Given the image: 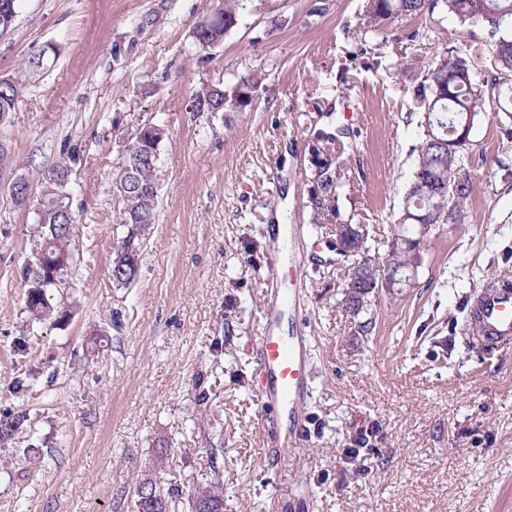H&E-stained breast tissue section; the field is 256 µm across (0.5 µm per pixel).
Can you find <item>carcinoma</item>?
<instances>
[{"label": "carcinoma", "instance_id": "1", "mask_svg": "<svg viewBox=\"0 0 512 512\" xmlns=\"http://www.w3.org/2000/svg\"><path fill=\"white\" fill-rule=\"evenodd\" d=\"M21 0H0V32L13 28ZM213 13L195 28L196 43L203 49L223 41L238 21L239 0H214ZM453 16L464 24L482 22L496 36L489 47L494 74L481 77L462 50H452L429 71L418 95L425 114L424 139L418 149L410 188L404 195L400 216L401 233L416 224H454L471 192V170L463 163L472 157L473 145L458 150L448 146L457 137L460 125H475L490 105L497 113L512 117V0H368L367 27L375 30L400 16L433 19L436 15ZM56 54L53 46L24 59L13 75L0 78V127L12 124L19 98ZM261 75L250 74L224 88L204 85L193 93L188 110L205 112L242 111L244 97L257 91ZM164 127L145 124L123 139L122 170L116 188L123 202L121 223L127 234L114 249L111 277L122 287L135 281L140 266L141 229L154 223L158 196L156 168L130 174L125 167L146 146L153 147L157 131ZM39 206L35 210L38 224L47 226L46 238L34 262L23 272L25 302L34 319L51 318L54 309L51 293L65 287L67 270L73 254L72 241L77 235L71 202L70 166L60 160L44 170ZM25 422L21 411L0 413V445L6 446ZM137 512H173L172 505L181 498L179 491L163 490L150 477L135 482ZM191 512H224V486L216 479L190 494Z\"/></svg>", "mask_w": 512, "mask_h": 512}]
</instances>
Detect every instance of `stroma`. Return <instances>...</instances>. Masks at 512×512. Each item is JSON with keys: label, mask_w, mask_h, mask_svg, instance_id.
Here are the masks:
<instances>
[{"label": "stroma", "mask_w": 512, "mask_h": 512, "mask_svg": "<svg viewBox=\"0 0 512 512\" xmlns=\"http://www.w3.org/2000/svg\"><path fill=\"white\" fill-rule=\"evenodd\" d=\"M364 7L244 0L203 51L193 30L213 0H22L0 77L46 44L57 55L0 128V411L27 414L0 447V512H136L142 474L183 493L176 512L216 476L224 512H512V347L469 346L467 320L492 278H512V143L498 114L471 133L485 162L457 223L411 230L422 243L409 281L357 315L342 305L355 260L334 233L366 225L370 256H386L423 139L417 91L448 49L490 71L493 37L448 17L374 31ZM255 70L266 79L245 111H187L202 85ZM151 122L166 129L157 214L120 288L110 266L127 229L112 180L122 139ZM63 158L75 264L54 318L37 322L22 274L44 240L38 175ZM277 212L302 227L285 254L305 262L313 387L307 441L279 471L249 382Z\"/></svg>", "instance_id": "1"}]
</instances>
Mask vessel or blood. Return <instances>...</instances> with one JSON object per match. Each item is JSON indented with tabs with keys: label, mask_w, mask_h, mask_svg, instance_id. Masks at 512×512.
<instances>
[{
	"label": "vessel or blood",
	"mask_w": 512,
	"mask_h": 512,
	"mask_svg": "<svg viewBox=\"0 0 512 512\" xmlns=\"http://www.w3.org/2000/svg\"><path fill=\"white\" fill-rule=\"evenodd\" d=\"M266 278L273 291L263 309L258 365L252 383L266 426V446L271 456H296L305 441L299 413L312 393L309 355L311 340L300 330L282 334L278 322L284 313L300 314L304 273L298 262L278 254L267 256ZM481 341L512 345V283L498 282L477 299Z\"/></svg>",
	"instance_id": "1"
}]
</instances>
